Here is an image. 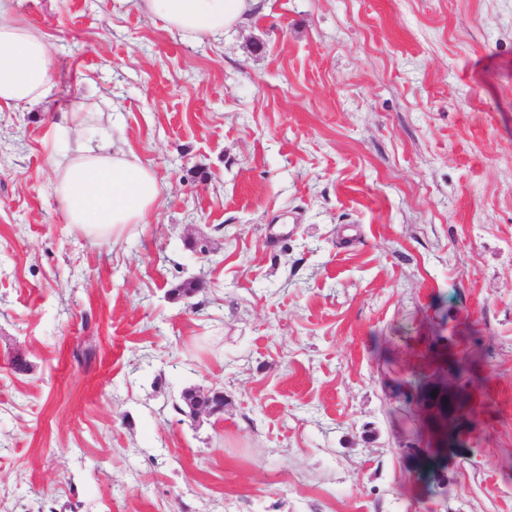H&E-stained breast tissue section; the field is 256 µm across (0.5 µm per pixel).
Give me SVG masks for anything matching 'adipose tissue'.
I'll return each mask as SVG.
<instances>
[{"label": "adipose tissue", "mask_w": 512, "mask_h": 512, "mask_svg": "<svg viewBox=\"0 0 512 512\" xmlns=\"http://www.w3.org/2000/svg\"><path fill=\"white\" fill-rule=\"evenodd\" d=\"M257 0H138L139 9L160 19L173 33L195 39L214 37L235 26ZM57 66L38 28L16 21L0 0V112L48 107ZM56 128L76 133L74 149L52 155V192L68 224L94 240L115 244L133 224L145 223L159 206L155 172L125 152L111 116L86 119L85 106L56 115Z\"/></svg>", "instance_id": "adipose-tissue-1"}]
</instances>
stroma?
Listing matches in <instances>:
<instances>
[{
  "label": "stroma",
  "instance_id": "1",
  "mask_svg": "<svg viewBox=\"0 0 512 512\" xmlns=\"http://www.w3.org/2000/svg\"><path fill=\"white\" fill-rule=\"evenodd\" d=\"M13 17L163 195L77 233L53 112H0V512H512V0H261L200 41L137 0ZM477 343L468 385L442 359ZM416 371L473 397L430 491L389 415Z\"/></svg>",
  "mask_w": 512,
  "mask_h": 512
}]
</instances>
